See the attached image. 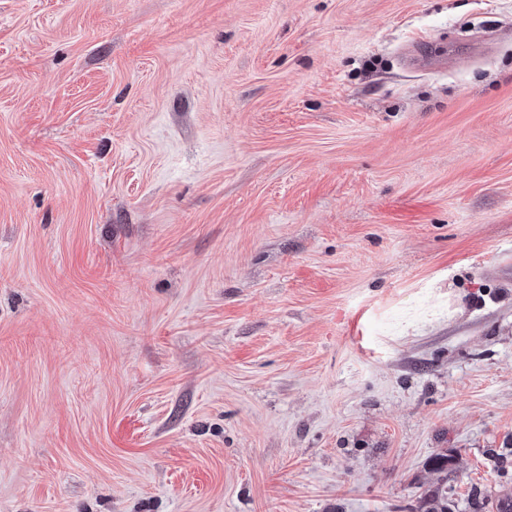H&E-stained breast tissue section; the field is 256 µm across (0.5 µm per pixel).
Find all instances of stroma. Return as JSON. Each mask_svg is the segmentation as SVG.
<instances>
[{"instance_id":"stroma-1","label":"stroma","mask_w":512,"mask_h":512,"mask_svg":"<svg viewBox=\"0 0 512 512\" xmlns=\"http://www.w3.org/2000/svg\"><path fill=\"white\" fill-rule=\"evenodd\" d=\"M437 485L512 492V0H0V512Z\"/></svg>"}]
</instances>
